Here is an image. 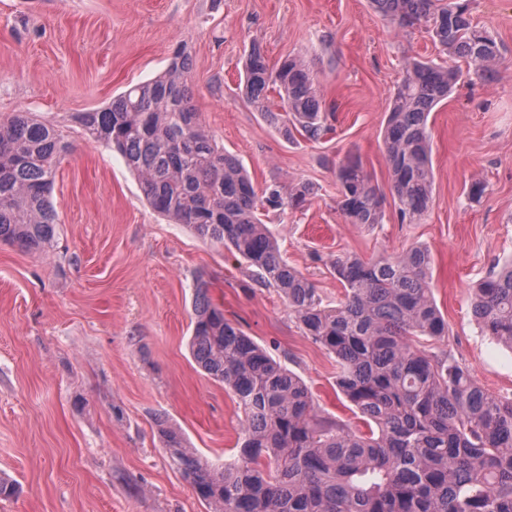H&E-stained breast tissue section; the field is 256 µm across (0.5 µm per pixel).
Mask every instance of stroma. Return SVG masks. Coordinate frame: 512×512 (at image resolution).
Returning a JSON list of instances; mask_svg holds the SVG:
<instances>
[{
    "label": "stroma",
    "mask_w": 512,
    "mask_h": 512,
    "mask_svg": "<svg viewBox=\"0 0 512 512\" xmlns=\"http://www.w3.org/2000/svg\"><path fill=\"white\" fill-rule=\"evenodd\" d=\"M471 11L503 63L489 83L461 65L431 112L428 213L404 223L390 201L381 226L366 229L338 210L336 167L358 157L390 192V96L406 58L441 57L424 28L395 29L370 0H0V115L35 113L71 147L53 184L52 248L0 243V471L19 486L0 512H209L157 427L166 419L215 463L236 453L237 404L188 350L199 275L227 319L301 376L320 415L362 425L336 387L333 357L302 335L280 294L229 250L155 212L122 158L72 120L164 72L182 44L192 103L218 144L258 186L309 187L303 208L260 210L324 304L343 297L332 258L425 245L448 322L444 349L486 392L512 396V350L485 336L470 309L473 286L512 254V0H471ZM255 43L272 64L306 56L335 114L332 133L287 139L243 98ZM476 176L487 190L474 203L464 187Z\"/></svg>",
    "instance_id": "35a3bbf8"
}]
</instances>
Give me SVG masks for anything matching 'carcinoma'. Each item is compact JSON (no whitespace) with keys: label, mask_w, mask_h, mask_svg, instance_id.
<instances>
[{"label":"carcinoma","mask_w":512,"mask_h":512,"mask_svg":"<svg viewBox=\"0 0 512 512\" xmlns=\"http://www.w3.org/2000/svg\"><path fill=\"white\" fill-rule=\"evenodd\" d=\"M372 3L400 30L425 26L445 55L405 62L383 133L394 201L400 219L412 223L433 203L428 118L457 79L453 62L465 59L491 79L500 48L473 24L470 0ZM191 70L180 48L163 73L75 122L122 155L156 212L231 250L255 282L283 295L302 334L334 357L336 387L364 429L319 416L301 377L224 317L200 275L189 349L197 368L232 393L241 436L235 458L216 466L159 418L174 468L212 512H512V398L485 392L448 351L413 343L448 338L429 249L369 261L336 256L331 267L345 295L324 305L259 217V199L282 205V185L257 190L242 161L216 143L192 105ZM271 91L280 98L276 112L266 105ZM242 94L287 138L317 142L330 130L333 113L300 55L271 67L252 46ZM69 150L51 124L28 112L0 117V242L46 252L58 231L51 187ZM336 179L347 223H383L385 196L358 160L340 163ZM471 308L485 335L512 348V256L477 283Z\"/></svg>","instance_id":"carcinoma-1"}]
</instances>
